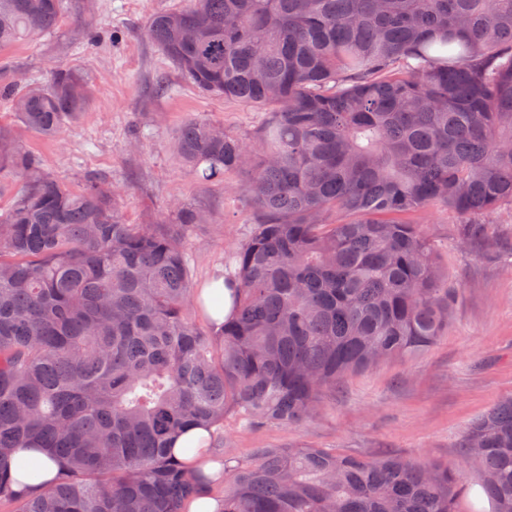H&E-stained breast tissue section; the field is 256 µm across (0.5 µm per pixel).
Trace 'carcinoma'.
<instances>
[{"instance_id":"cac0c4a2","label":"carcinoma","mask_w":512,"mask_h":512,"mask_svg":"<svg viewBox=\"0 0 512 512\" xmlns=\"http://www.w3.org/2000/svg\"><path fill=\"white\" fill-rule=\"evenodd\" d=\"M85 0H0V49L34 42ZM147 36L200 92L270 109L257 150L195 119L176 150L196 180L245 176L259 220L234 256V308L206 315L186 249L205 221L128 224L112 184L74 190L0 126V503L13 512H181L197 476L174 452L190 428L303 422L347 376L409 361L448 329L458 289L407 216L444 208L487 238L512 207V0H191ZM88 85L58 62L46 84L0 83L52 138ZM461 447L493 512H512V397ZM17 448H46L43 495L11 489ZM220 512H459L463 470L326 448L230 451Z\"/></svg>"}]
</instances>
